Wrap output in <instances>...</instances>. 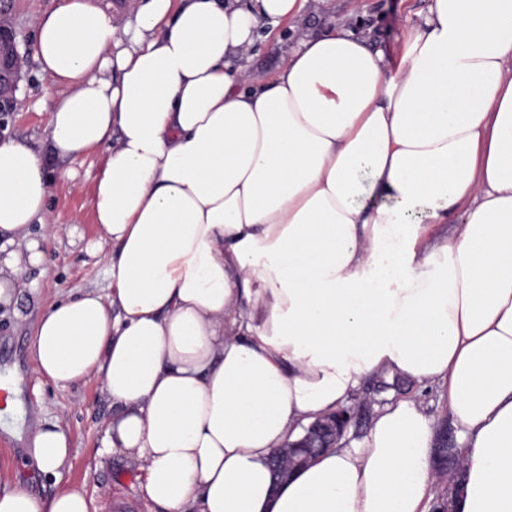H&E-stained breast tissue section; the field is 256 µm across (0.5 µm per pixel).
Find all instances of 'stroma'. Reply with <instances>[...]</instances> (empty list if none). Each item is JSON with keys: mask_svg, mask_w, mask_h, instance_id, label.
Returning <instances> with one entry per match:
<instances>
[{"mask_svg": "<svg viewBox=\"0 0 512 512\" xmlns=\"http://www.w3.org/2000/svg\"><path fill=\"white\" fill-rule=\"evenodd\" d=\"M427 5L428 0H325L310 23L318 27L341 22L394 49L405 26ZM58 91L51 76L41 72L36 61H29L14 112L0 116V140H41L48 122L46 103ZM101 161L102 153L96 150L82 161L58 163L50 169L49 219L62 230L45 241L44 264L23 275L15 303H0V371L21 381L17 406L9 416H0V482H20L42 497L54 492L53 480L22 466L30 430L37 420L52 418L71 435L64 482L84 486L96 512H115L117 502L124 503L123 512H152L143 498L138 471L121 455L99 453L109 409L98 377L74 383L46 380L38 374L33 355L34 326L52 303L91 290L103 292L109 286L106 257L112 247L101 242L92 209Z\"/></svg>", "mask_w": 512, "mask_h": 512, "instance_id": "stroma-1", "label": "stroma"}]
</instances>
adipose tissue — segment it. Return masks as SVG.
Segmentation results:
<instances>
[{"label":"adipose tissue","instance_id":"adipose-tissue-1","mask_svg":"<svg viewBox=\"0 0 512 512\" xmlns=\"http://www.w3.org/2000/svg\"><path fill=\"white\" fill-rule=\"evenodd\" d=\"M322 0H144L128 44L90 0L38 17L47 136L0 142V302L53 237V159L93 189L108 293L55 301L36 370L97 375L160 512H428L436 428L406 397L274 484L270 459L368 377L441 385L459 512H512V0H430L388 57L342 23L267 79L260 31ZM459 223L443 229L449 216ZM61 479L57 420L29 436ZM0 512H96L84 487L0 486Z\"/></svg>","mask_w":512,"mask_h":512}]
</instances>
